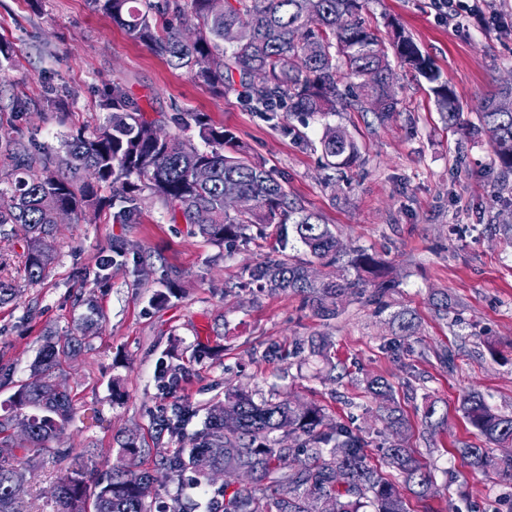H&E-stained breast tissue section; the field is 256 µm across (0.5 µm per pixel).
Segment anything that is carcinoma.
Wrapping results in <instances>:
<instances>
[{
    "label": "carcinoma",
    "mask_w": 512,
    "mask_h": 512,
    "mask_svg": "<svg viewBox=\"0 0 512 512\" xmlns=\"http://www.w3.org/2000/svg\"><path fill=\"white\" fill-rule=\"evenodd\" d=\"M92 9L112 19L131 39L186 70L198 84L215 93H237L253 111L274 125L284 118L304 121L336 112H371L382 122L399 104L392 62L415 71L432 83L436 105L449 125L460 120L454 91L412 37L392 19L385 22L388 37L367 26L361 13L367 0H225L224 13L213 15L209 0H89ZM172 21L158 27L156 16ZM244 28L245 42H224V29ZM261 70L257 84L252 73ZM239 79H234V76ZM99 110L104 124L90 136L70 133L63 151L52 154L0 128V233L6 226L25 229L24 281L33 286L48 276L57 258L54 213L67 207L80 218L112 211V222L137 224L145 195L156 198L172 217L191 225L207 240L234 242L249 224H283L290 220L306 252L325 266H335L344 250L320 215L289 201L285 187L259 160L244 151L224 152L232 137L200 112H186L179 128H195L204 148L180 135L155 137L158 120L150 117L119 82L103 96ZM478 130L489 137L500 174H512V85L485 99L477 112ZM323 158L331 168L356 162V142L339 128L327 126L320 140ZM200 165L211 170L199 184L192 173ZM93 167L97 183L81 178ZM111 194L103 196L99 188ZM247 194L256 201L249 213L224 209V196ZM354 275L307 278L312 261L285 255L263 261L249 278L272 292H291L304 298L315 315L331 320L340 314L345 297L379 303L392 288L378 277L379 260L356 249L348 260ZM20 286L0 277V305L20 297ZM99 313L89 306L77 335L63 342L47 338L28 378L0 403V512H23L13 487L28 473L47 466L64 469L57 485L58 512H196L198 503L186 495L159 500L156 477L141 468L145 448L136 438L121 442L112 467L95 474L93 453H73L50 446L74 414V397L58 384L62 361L97 334ZM185 372L182 364L162 367L160 388L175 384ZM379 402L386 426L395 432L408 427L382 377L367 382ZM461 411L476 435L490 443L512 444V415L493 411L478 391L463 395ZM199 409L176 404L171 414L154 418L158 437H180ZM13 424L29 429L26 454L18 456L8 434ZM293 438L296 443H285ZM191 447L174 450L156 442L157 467L176 485H193L208 496L209 512H410L403 490L424 502L433 484L430 471L415 448L400 440L385 449L388 466L401 482L389 479L371 464L359 433L347 424L327 420L316 404L288 399L257 400L249 392L231 390L224 400L206 408L203 427L190 438ZM460 455L476 471L493 472L512 481V455L494 456L475 444ZM215 469L241 476L247 484L233 487L209 483Z\"/></svg>",
    "instance_id": "1"
}]
</instances>
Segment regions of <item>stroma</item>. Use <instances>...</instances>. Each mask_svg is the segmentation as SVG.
<instances>
[{
	"instance_id": "35a3bbf8",
	"label": "stroma",
	"mask_w": 512,
	"mask_h": 512,
	"mask_svg": "<svg viewBox=\"0 0 512 512\" xmlns=\"http://www.w3.org/2000/svg\"><path fill=\"white\" fill-rule=\"evenodd\" d=\"M387 14L455 91L464 126L447 127L426 80L401 69L399 105L385 123L369 112H342L275 126L237 94H214L171 68L89 0H0V37L16 55L0 73V125L60 150L70 132L102 124L98 102L116 81L162 131L176 132L180 113H204L262 159L293 202L320 214L345 250L363 248L385 262L394 282L383 306L348 297L339 316L324 321L302 296L249 282L257 263L302 253L292 224H251L242 238L219 245L172 221L151 198L138 224L113 223L108 211L75 219L58 227L47 279L0 306V365L12 368L0 401L28 378L44 336L75 332L93 305L100 334L63 365L75 414L53 447L96 449L103 468L119 436L152 447L153 419L174 402L202 406L239 387L317 403L329 420L360 430L377 464L394 440L366 390L378 375L392 385L409 422L404 438L431 472L433 512H512V481L474 472L456 452L475 439L459 409L464 392L478 390L493 409L512 414V184L501 185L488 136L471 127L482 99L512 83V0H491L482 24L438 18L431 0H369L362 17L379 27ZM50 85L64 89L52 104L43 99ZM17 96L28 112H9ZM329 124L357 142L353 166L324 167L317 145ZM117 240L127 256L112 257L98 273ZM170 283L173 295L156 305L154 294ZM443 297L444 313L437 308ZM400 311L413 317V335L393 324ZM313 339L326 340L331 364L295 356ZM173 343L186 371L166 392L157 375ZM443 348L452 350L453 368L437 360ZM430 403L441 421L428 427ZM93 408L102 424L90 425Z\"/></svg>"
}]
</instances>
